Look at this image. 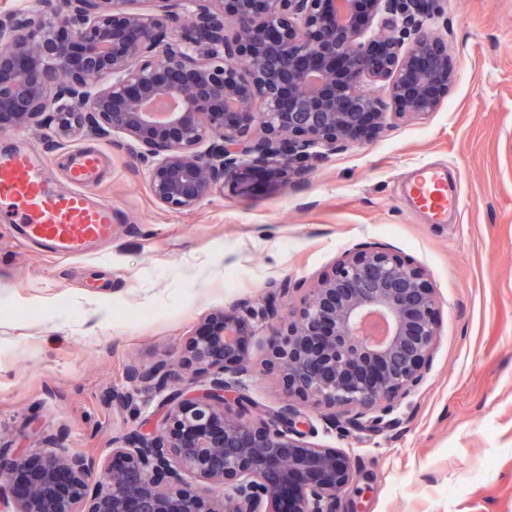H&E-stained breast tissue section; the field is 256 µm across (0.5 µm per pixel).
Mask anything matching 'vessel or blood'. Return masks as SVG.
Segmentation results:
<instances>
[{"label":"vessel or blood","mask_w":512,"mask_h":512,"mask_svg":"<svg viewBox=\"0 0 512 512\" xmlns=\"http://www.w3.org/2000/svg\"><path fill=\"white\" fill-rule=\"evenodd\" d=\"M98 153L73 150L69 156L70 190H54L44 177L43 162L18 148L0 154V208L20 224L26 240L59 256L85 254L91 245L112 237L117 217L111 202L94 199L90 189L100 169ZM412 202L432 223L444 224L458 209L461 196L448 185L446 169L423 166L406 185Z\"/></svg>","instance_id":"b4317fda"}]
</instances>
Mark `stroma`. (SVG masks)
Wrapping results in <instances>:
<instances>
[{"label":"stroma","mask_w":512,"mask_h":512,"mask_svg":"<svg viewBox=\"0 0 512 512\" xmlns=\"http://www.w3.org/2000/svg\"><path fill=\"white\" fill-rule=\"evenodd\" d=\"M430 26L455 62L438 109L388 114L377 136L311 153L306 181L281 190L261 183L173 210L153 200L146 164L111 138L0 129V151H34L63 189L70 151L99 153L94 192L122 218L91 255L67 258L20 244L0 210V448L35 456L53 446L103 464L166 396L127 382L128 364L176 365L217 312L264 305L284 282L299 305L345 252L376 249L423 270L439 336L388 428L344 433L329 408L302 404L309 441L353 458L336 512H512V0H444ZM423 164L461 185L448 223L406 197ZM270 359L261 323L244 383L265 412L285 398Z\"/></svg>","instance_id":"stroma-1"}]
</instances>
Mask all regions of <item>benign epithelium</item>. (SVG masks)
Wrapping results in <instances>:
<instances>
[{"mask_svg":"<svg viewBox=\"0 0 512 512\" xmlns=\"http://www.w3.org/2000/svg\"><path fill=\"white\" fill-rule=\"evenodd\" d=\"M60 0L0 13V129L55 114L64 133L116 135L149 164L154 201L191 210L217 193L303 180L299 160L366 139L397 114L438 107L453 73L448 42L425 27L440 0ZM391 35L385 37L381 30ZM381 83L389 102L373 86ZM423 272L382 250L346 254L270 338L287 384L259 415L245 392L255 323L275 297L224 310L185 345L179 369L132 363V384L167 388L161 423L125 433L95 462L52 449L0 459L10 512H335L355 478L341 448L306 441L300 401L343 409L352 426L388 423L420 385L438 336ZM224 486L215 496L210 485Z\"/></svg>","mask_w":512,"mask_h":512,"instance_id":"1","label":"benign epithelium"}]
</instances>
